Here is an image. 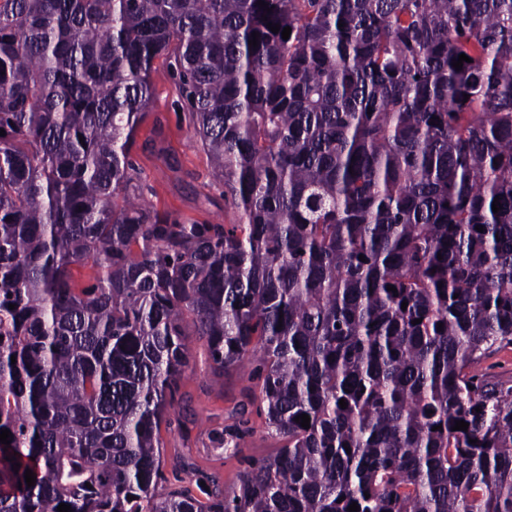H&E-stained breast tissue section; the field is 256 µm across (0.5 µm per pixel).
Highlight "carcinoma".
I'll return each instance as SVG.
<instances>
[{"mask_svg": "<svg viewBox=\"0 0 512 512\" xmlns=\"http://www.w3.org/2000/svg\"><path fill=\"white\" fill-rule=\"evenodd\" d=\"M264 2L0 0V512H512V0ZM160 58L235 224L143 201ZM192 336L285 441L203 498ZM472 372L483 384L512 387V345L499 348L491 356L476 364Z\"/></svg>", "mask_w": 512, "mask_h": 512, "instance_id": "carcinoma-1", "label": "carcinoma"}]
</instances>
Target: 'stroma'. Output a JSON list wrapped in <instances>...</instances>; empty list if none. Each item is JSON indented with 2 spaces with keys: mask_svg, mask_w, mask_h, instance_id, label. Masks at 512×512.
<instances>
[{
  "mask_svg": "<svg viewBox=\"0 0 512 512\" xmlns=\"http://www.w3.org/2000/svg\"><path fill=\"white\" fill-rule=\"evenodd\" d=\"M155 95L136 136L131 158L147 177L145 199L159 213H174L200 222L233 223L235 215L224 203L221 188L212 177L165 64L154 74ZM249 365L216 376L204 340L190 344L189 369L178 393L177 419L162 427L166 477H179L193 493L202 485L231 489L239 463L212 446L224 426L240 421L247 433L239 443L241 455L263 458L281 448L248 391Z\"/></svg>",
  "mask_w": 512,
  "mask_h": 512,
  "instance_id": "obj_1",
  "label": "stroma"
}]
</instances>
